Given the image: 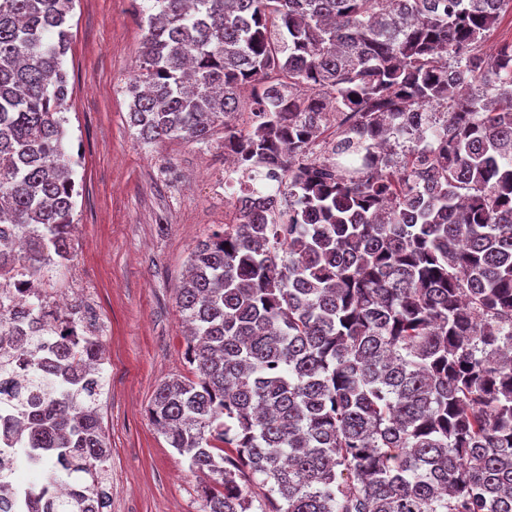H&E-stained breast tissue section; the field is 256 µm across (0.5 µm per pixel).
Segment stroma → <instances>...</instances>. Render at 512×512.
I'll list each match as a JSON object with an SVG mask.
<instances>
[{"instance_id":"stroma-1","label":"stroma","mask_w":512,"mask_h":512,"mask_svg":"<svg viewBox=\"0 0 512 512\" xmlns=\"http://www.w3.org/2000/svg\"><path fill=\"white\" fill-rule=\"evenodd\" d=\"M151 5L76 0L64 116L68 151L79 159V250L55 282L103 329L109 512H200L208 477L169 447L148 409L162 382L192 375L176 287L197 242L224 224V201L214 194L224 182V130L204 144L137 141L126 86Z\"/></svg>"}]
</instances>
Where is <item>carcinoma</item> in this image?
<instances>
[{
    "mask_svg": "<svg viewBox=\"0 0 512 512\" xmlns=\"http://www.w3.org/2000/svg\"><path fill=\"white\" fill-rule=\"evenodd\" d=\"M75 0H0V278L79 248L63 68ZM512 0H154L129 120L224 126V228L155 390L203 512H512ZM102 328L0 287V403L42 477L0 512H104ZM69 489L58 495L50 487ZM263 490L256 499L251 488Z\"/></svg>",
    "mask_w": 512,
    "mask_h": 512,
    "instance_id": "carcinoma-1",
    "label": "carcinoma"
}]
</instances>
